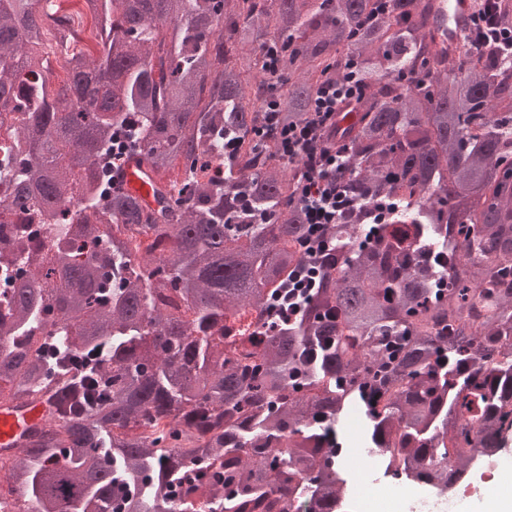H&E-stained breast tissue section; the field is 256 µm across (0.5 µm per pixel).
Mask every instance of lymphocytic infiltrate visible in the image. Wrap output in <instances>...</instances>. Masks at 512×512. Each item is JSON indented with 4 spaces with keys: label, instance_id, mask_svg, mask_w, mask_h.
<instances>
[{
    "label": "lymphocytic infiltrate",
    "instance_id": "f902f5d3",
    "mask_svg": "<svg viewBox=\"0 0 512 512\" xmlns=\"http://www.w3.org/2000/svg\"><path fill=\"white\" fill-rule=\"evenodd\" d=\"M472 34L473 46H490L498 55L512 57V27L502 24L496 11L475 16ZM364 95L365 86L358 76L356 63L349 60L339 77L321 82L304 121L281 124V103L276 94H269L261 104L266 124L256 130L257 139L275 140L282 157L304 160V173L295 197L304 214L307 226L304 248L311 260L328 249L327 229L345 213L368 206L381 221L394 213L390 199L379 197L370 202L347 189L345 179L351 173L348 154L326 143V132L341 106L360 102ZM315 286L313 275L302 270L293 275L288 286L276 297L274 313L280 322H289L300 312L302 302Z\"/></svg>",
    "mask_w": 512,
    "mask_h": 512
}]
</instances>
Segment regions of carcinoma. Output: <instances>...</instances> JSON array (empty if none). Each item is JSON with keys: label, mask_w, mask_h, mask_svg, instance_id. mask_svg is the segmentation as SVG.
<instances>
[{"label": "carcinoma", "mask_w": 512, "mask_h": 512, "mask_svg": "<svg viewBox=\"0 0 512 512\" xmlns=\"http://www.w3.org/2000/svg\"><path fill=\"white\" fill-rule=\"evenodd\" d=\"M96 57L54 0H0V404L49 421L5 458L28 512H342L332 448L348 407L386 477L443 496L512 441V63L455 62L427 38L432 0H87ZM54 32L68 79L50 82ZM281 44V122L354 57L366 84L336 147L352 188L399 222L329 227L288 325L275 291L305 261L303 160L253 140ZM154 175L158 208L112 188L113 133ZM234 146V158L224 151ZM178 168L175 177L163 174ZM54 226L41 254L22 227ZM112 225V233L104 226ZM136 250L129 244L133 239ZM60 327L46 331V323ZM104 348L105 392L75 414L68 359Z\"/></svg>", "instance_id": "obj_1"}]
</instances>
